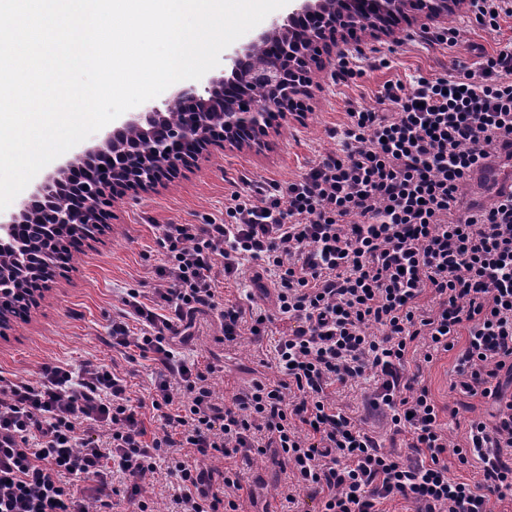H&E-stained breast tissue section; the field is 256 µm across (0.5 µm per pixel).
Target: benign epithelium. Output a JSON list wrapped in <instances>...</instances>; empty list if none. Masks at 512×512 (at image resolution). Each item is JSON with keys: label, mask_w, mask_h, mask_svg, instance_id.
<instances>
[{"label": "benign epithelium", "mask_w": 512, "mask_h": 512, "mask_svg": "<svg viewBox=\"0 0 512 512\" xmlns=\"http://www.w3.org/2000/svg\"><path fill=\"white\" fill-rule=\"evenodd\" d=\"M467 0H290L288 15L272 21L251 42L224 52L218 75L179 87L172 98L150 104L130 115L95 146L76 158L85 164L88 180L74 187L67 183L69 160L47 174L15 210L0 213V248L12 237L16 224L66 226L80 235L84 224H104L108 199L123 187L146 189L188 164L213 141L230 150L259 151L273 121L304 111L318 85L313 73L324 67L323 57L353 51V37L368 33L389 36L393 27H440L465 9ZM273 45L264 68L253 65L254 44ZM268 83L265 101L250 95L258 79ZM183 112V122L168 126L165 112ZM136 126L141 138L126 137ZM111 165L110 177L97 180L93 172L101 160ZM59 238L49 232L42 239L35 277L55 265Z\"/></svg>", "instance_id": "obj_1"}]
</instances>
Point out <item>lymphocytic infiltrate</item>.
<instances>
[{"label": "lymphocytic infiltrate", "mask_w": 512, "mask_h": 512, "mask_svg": "<svg viewBox=\"0 0 512 512\" xmlns=\"http://www.w3.org/2000/svg\"><path fill=\"white\" fill-rule=\"evenodd\" d=\"M374 98L298 179L232 191L204 224L158 225L159 285L127 290L107 338L151 362L146 395L90 362L0 377V512H154L144 480L161 470L172 512H243L245 468L265 455L288 478L290 512L512 502V193L462 201L473 173L512 150V49L385 81ZM247 263L253 290L221 300L220 280ZM268 294L275 313L254 309ZM200 313L216 315L225 346L272 337L281 379L216 396V364L176 349ZM448 353L450 390L489 408L453 447L421 373ZM367 379L361 423L336 393ZM377 422L404 451L381 444ZM473 466L476 482L454 473Z\"/></svg>", "instance_id": "obj_1"}]
</instances>
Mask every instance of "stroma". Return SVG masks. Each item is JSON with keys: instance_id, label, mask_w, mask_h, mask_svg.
Returning a JSON list of instances; mask_svg holds the SVG:
<instances>
[{"instance_id": "obj_1", "label": "stroma", "mask_w": 512, "mask_h": 512, "mask_svg": "<svg viewBox=\"0 0 512 512\" xmlns=\"http://www.w3.org/2000/svg\"><path fill=\"white\" fill-rule=\"evenodd\" d=\"M454 23L460 30L452 48L430 47L393 37L382 40L389 49V69L372 73L360 87L333 84L329 73H321L320 89L311 107L301 116L282 121L261 151H229L212 145L198 161L183 168L172 179L149 190L131 189L111 207L108 224L92 235L79 238L71 247V260L53 270L49 287L35 306L13 317L6 338H0V375L36 380L46 363L79 368L85 361L114 364L126 375L132 394L142 395L151 387L146 364H129L106 347L102 338L121 307L126 289L142 291L154 287L153 268L161 254L156 225L203 224L220 217L224 197L230 194L231 178L241 172L256 179L288 181L297 178L327 153L340 147L329 135L344 119L349 103L371 105L372 93L384 80L410 83L418 73H438L456 60H471L475 43L494 47L512 39V18L503 22L500 34L487 35L472 26L466 15ZM220 325L210 315L198 316L195 336L182 352L186 358L207 362L219 358L224 369L215 373L211 385L218 396L231 398L254 378L278 380L281 373L271 360L270 340L241 337L235 347L218 343ZM252 470H265L253 479L256 504H245V512H280L283 485L269 459L257 458Z\"/></svg>"}]
</instances>
